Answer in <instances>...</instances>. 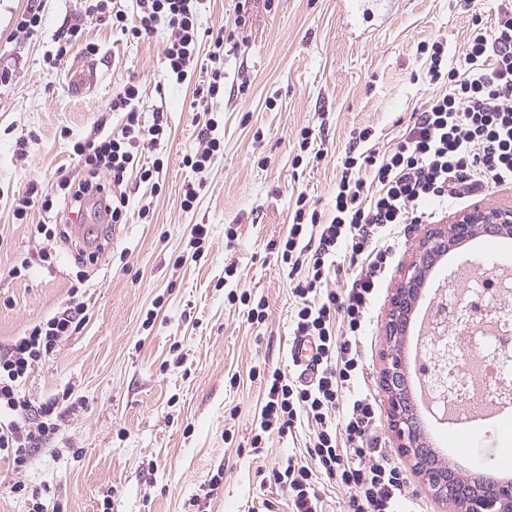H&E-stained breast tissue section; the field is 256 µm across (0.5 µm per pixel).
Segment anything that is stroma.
<instances>
[{
  "mask_svg": "<svg viewBox=\"0 0 512 512\" xmlns=\"http://www.w3.org/2000/svg\"><path fill=\"white\" fill-rule=\"evenodd\" d=\"M90 0H0V341L20 335L78 296L82 326L36 368L25 392L40 402L70 390L72 409L55 436L36 448L27 467L0 462V512H30L13 483L37 490L43 512H290L272 468L306 459L314 436L306 418L291 433L251 439L264 402L256 369L298 376L289 357L296 298L293 280L273 245L284 238L298 194L324 219L334 215L341 161L349 148L389 152L440 87L424 78L422 41L466 40L473 16L495 19V0H393L386 21L361 36L343 31L336 0H203L202 28L234 27L241 43L224 58V93L196 99L195 84L163 79L166 27L129 40L88 15ZM38 8L43 23L18 34V17ZM80 41L66 43L68 29ZM95 44L88 52L87 44ZM61 65L47 57L59 45ZM93 71L96 84L77 94L70 81ZM139 83L143 124L163 110L159 146H141V165L162 160L151 181L128 172L119 191L125 221L113 225L103 251L79 261L80 242H47L39 224L63 223L67 211L31 205L16 217L31 186L56 193L62 179H81L75 143L111 133L122 122L108 111L112 96ZM210 127L223 152L203 172L183 159L202 149ZM313 130L321 159L300 158L302 128ZM370 129L365 144L355 133ZM192 207H184L187 189ZM204 225V242L194 225ZM431 227L404 224L389 239L392 264L361 338L359 390L378 408L372 434L394 453L423 512H453L422 484L399 446L381 386L391 345L385 317L408 266ZM57 255L43 262L44 250ZM265 299L263 322L229 293ZM427 443L464 475L497 464L501 434L512 435V412L484 423L477 453L458 455L454 430L435 426L416 399Z\"/></svg>",
  "mask_w": 512,
  "mask_h": 512,
  "instance_id": "obj_1",
  "label": "stroma"
}]
</instances>
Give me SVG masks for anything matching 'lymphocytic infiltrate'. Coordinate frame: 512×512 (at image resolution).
I'll return each mask as SVG.
<instances>
[{
  "instance_id": "f902f5d3",
  "label": "lymphocytic infiltrate",
  "mask_w": 512,
  "mask_h": 512,
  "mask_svg": "<svg viewBox=\"0 0 512 512\" xmlns=\"http://www.w3.org/2000/svg\"><path fill=\"white\" fill-rule=\"evenodd\" d=\"M137 6L131 17L119 8L106 12L99 0L93 12L97 20H109L113 31L137 39L170 28L165 78L192 81L201 39L199 0H137ZM417 50L429 60V83L446 84V92L428 100L388 155L346 152L331 220L298 195L288 234L279 242L281 261L296 279L293 334L312 344L313 374L291 382L279 371L263 372L264 404L251 445L258 448L271 434H287L301 416L315 425L310 464L290 459L270 473L273 483L287 488L292 512H320L324 477L346 489L348 512H417L392 452L368 441L378 418L375 400L354 389L363 373L358 345L367 311L390 260L383 241L397 226L431 222L437 208L512 183V0H499L492 25L473 20L459 51L461 66L449 65L446 41H424ZM139 101V85L126 84L108 105L123 115L120 131L74 144L90 178L68 190L72 210L99 198L113 223H122L126 200L107 193L98 175L108 171L113 184H123L135 149L161 139L163 112L143 126ZM343 253L366 256L368 264L341 294L329 289L328 278ZM86 313L84 302L71 299L0 351V459L14 469L24 468L31 449L56 434L66 411L63 397L50 398L38 407L40 422L31 423L22 391ZM342 407L347 413L340 422L336 414Z\"/></svg>"
}]
</instances>
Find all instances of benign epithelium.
<instances>
[{
	"instance_id": "obj_1",
	"label": "benign epithelium",
	"mask_w": 512,
	"mask_h": 512,
	"mask_svg": "<svg viewBox=\"0 0 512 512\" xmlns=\"http://www.w3.org/2000/svg\"><path fill=\"white\" fill-rule=\"evenodd\" d=\"M480 232L511 237L512 209H488L475 205L456 217L451 230L437 229L428 233L392 299L385 324L389 342L396 344L404 337L407 316L433 258L448 251L454 242ZM381 382L400 448L410 457L414 470L435 498L453 504L456 512H512V486L475 487L454 469L433 464L406 397V378L399 354L391 352L386 355Z\"/></svg>"
}]
</instances>
